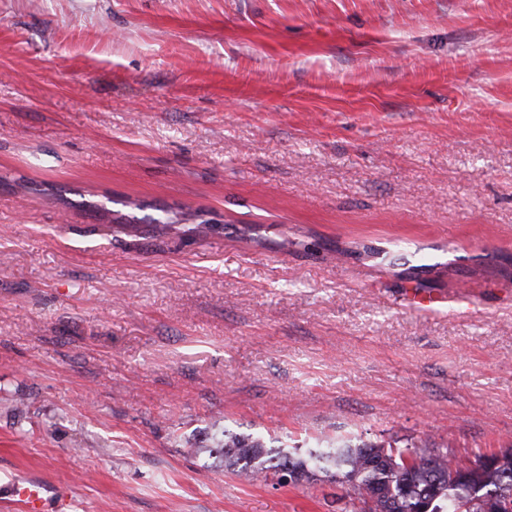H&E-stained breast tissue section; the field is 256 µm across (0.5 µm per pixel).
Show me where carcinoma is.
<instances>
[{
	"label": "carcinoma",
	"instance_id": "1",
	"mask_svg": "<svg viewBox=\"0 0 512 512\" xmlns=\"http://www.w3.org/2000/svg\"><path fill=\"white\" fill-rule=\"evenodd\" d=\"M204 212L186 207L175 217L152 218L153 224H173L200 218ZM216 449L224 456V468L246 480H268L269 474L284 480L297 474L301 480H316L317 473L349 486L342 512H358L357 502L377 491L374 512H420L421 502L429 512H495L490 502L512 498V448H503L494 467L469 475L461 473V461L438 448L415 443L395 447L383 444L321 446L305 457L275 449L252 434L222 432Z\"/></svg>",
	"mask_w": 512,
	"mask_h": 512
}]
</instances>
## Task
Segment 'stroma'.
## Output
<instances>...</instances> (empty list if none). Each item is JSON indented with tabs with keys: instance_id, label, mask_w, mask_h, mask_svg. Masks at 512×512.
Segmentation results:
<instances>
[{
	"instance_id": "obj_1",
	"label": "stroma",
	"mask_w": 512,
	"mask_h": 512,
	"mask_svg": "<svg viewBox=\"0 0 512 512\" xmlns=\"http://www.w3.org/2000/svg\"><path fill=\"white\" fill-rule=\"evenodd\" d=\"M0 178V512H340L225 430L512 448V0H0ZM9 487L13 500L23 512H46L50 491L44 484L19 477L13 479Z\"/></svg>"
}]
</instances>
